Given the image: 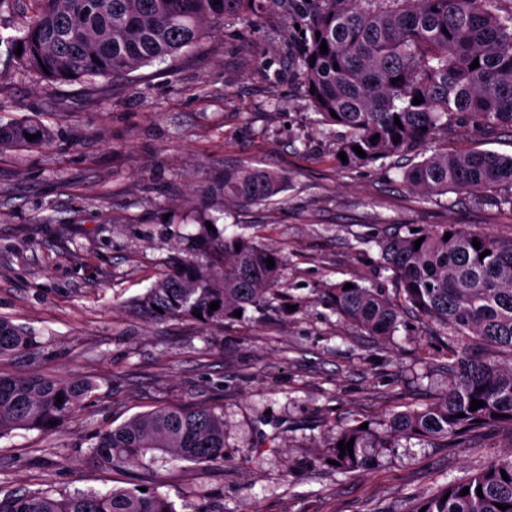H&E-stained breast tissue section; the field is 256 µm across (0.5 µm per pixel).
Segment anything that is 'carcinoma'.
Here are the masks:
<instances>
[{"instance_id": "cac0c4a2", "label": "carcinoma", "mask_w": 512, "mask_h": 512, "mask_svg": "<svg viewBox=\"0 0 512 512\" xmlns=\"http://www.w3.org/2000/svg\"><path fill=\"white\" fill-rule=\"evenodd\" d=\"M0 0L4 12L30 13L11 39L18 68L47 82L88 83L123 78L154 62L174 60L231 19L250 21L264 8L305 21L291 64L318 124L345 129L336 152L348 169L408 153L421 156L402 181L424 202L450 190H491L494 204L512 212V154L469 147L428 151L465 132L486 140L512 130V6L503 0ZM328 52L320 53L321 42ZM22 53L16 54L17 46ZM479 67L472 69L473 61ZM400 78L397 83L392 79ZM424 99L412 104L414 97ZM399 118L401 125L394 124ZM38 138L28 140L25 134ZM379 136L371 141L373 136ZM56 136L40 121L0 122V153L43 148ZM359 146L361 157L353 150ZM289 177L249 164L224 169L209 190L208 209L189 240L190 257L175 263L140 304L162 316L222 323L252 307L265 311L278 294L282 259L250 238H227L207 228L224 205L271 202ZM450 239H444L445 233ZM421 240L419 249L414 241ZM480 241V248L472 245ZM384 267L396 277L398 299L375 288L344 283L327 289L336 313L378 336L397 328L406 308L443 328L451 343L448 385L423 408L393 413L381 429L348 426L327 444L343 474L366 472L400 439L468 445L486 428L512 438V239L458 224L419 229L377 242ZM490 254L479 257L483 251ZM275 262L267 268V258ZM219 302L215 310L211 302ZM36 343L24 327L0 319V356ZM96 389L87 377L0 374V438L16 429L54 431L79 412ZM62 402H56L57 397ZM485 406L470 410L471 400ZM463 417H457V414ZM56 425H50V422ZM87 462L137 468L155 451L198 463L224 461V417L204 406H161L95 433ZM353 442L340 455L339 441ZM506 472L509 480L502 478ZM105 493L52 488L0 495V512H177L154 490ZM469 494L461 495L463 488ZM482 495H477V490ZM503 504L502 511L496 504ZM512 512V445L469 476L414 500L407 512Z\"/></svg>"}]
</instances>
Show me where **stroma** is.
Wrapping results in <instances>:
<instances>
[{
    "label": "stroma",
    "mask_w": 512,
    "mask_h": 512,
    "mask_svg": "<svg viewBox=\"0 0 512 512\" xmlns=\"http://www.w3.org/2000/svg\"><path fill=\"white\" fill-rule=\"evenodd\" d=\"M294 18L231 21L180 60L94 84L48 83L18 69L0 25V120L40 119L46 148L0 154V318L37 340L0 357V374L92 378L97 388L55 432L0 438V491L106 492L124 469L85 464L90 437L164 405L224 417V460L168 458L148 481L177 512H406L511 444L486 430L471 448L399 441L368 472L341 474L326 445L342 427L433 402L448 376L444 332L405 313L383 338L341 318L326 290L353 280L395 296L378 239L460 224L512 237V213L451 192L423 202L401 158L342 168L287 67ZM248 163L288 174L280 200L227 207L217 227L283 259L273 310L206 324L158 318L137 303L169 273L198 225L188 203ZM48 205L52 221L38 223Z\"/></svg>",
    "instance_id": "stroma-1"
}]
</instances>
